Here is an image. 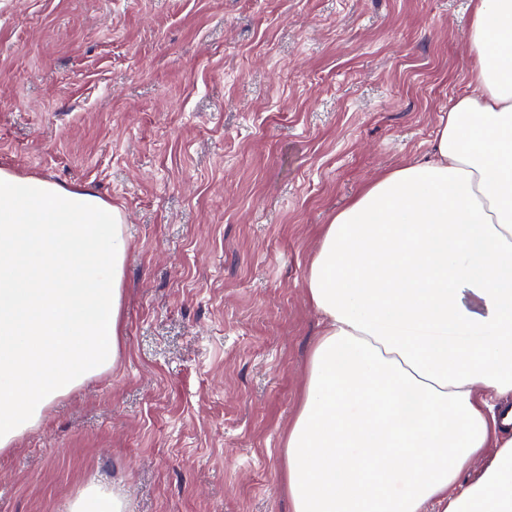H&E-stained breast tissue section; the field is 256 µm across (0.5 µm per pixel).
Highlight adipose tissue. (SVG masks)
Listing matches in <instances>:
<instances>
[{"label":"adipose tissue","mask_w":512,"mask_h":512,"mask_svg":"<svg viewBox=\"0 0 512 512\" xmlns=\"http://www.w3.org/2000/svg\"><path fill=\"white\" fill-rule=\"evenodd\" d=\"M467 39L431 159L362 189L310 264L292 512H512V0H474ZM124 224L93 190L0 169L1 453L115 365ZM69 512L126 501L92 482Z\"/></svg>","instance_id":"obj_1"}]
</instances>
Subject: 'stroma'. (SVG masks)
<instances>
[{
    "mask_svg": "<svg viewBox=\"0 0 512 512\" xmlns=\"http://www.w3.org/2000/svg\"><path fill=\"white\" fill-rule=\"evenodd\" d=\"M472 0H0V168L121 207L113 369L0 453V512H290L283 437L336 212L426 158ZM126 501L122 493L94 481L71 501L69 512H125Z\"/></svg>",
    "mask_w": 512,
    "mask_h": 512,
    "instance_id": "35a3bbf8",
    "label": "stroma"
}]
</instances>
